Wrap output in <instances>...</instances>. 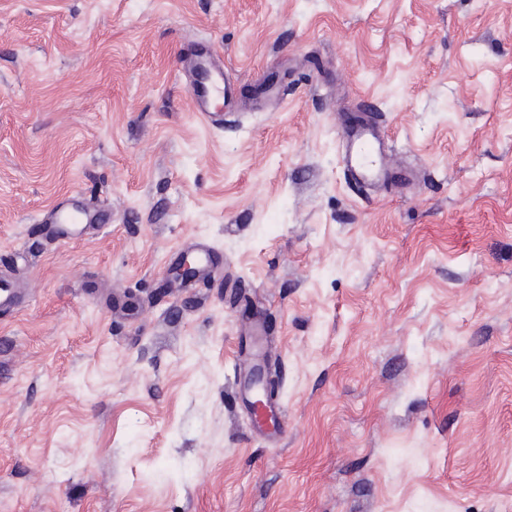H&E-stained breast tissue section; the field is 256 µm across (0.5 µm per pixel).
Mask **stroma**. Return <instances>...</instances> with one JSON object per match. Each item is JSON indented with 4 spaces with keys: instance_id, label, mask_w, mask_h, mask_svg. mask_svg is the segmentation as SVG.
I'll return each mask as SVG.
<instances>
[{
    "instance_id": "stroma-1",
    "label": "stroma",
    "mask_w": 512,
    "mask_h": 512,
    "mask_svg": "<svg viewBox=\"0 0 512 512\" xmlns=\"http://www.w3.org/2000/svg\"><path fill=\"white\" fill-rule=\"evenodd\" d=\"M372 118L407 174L360 193ZM1 250L0 512H512V0H0ZM211 49L200 48L195 55L192 72L195 71V77L190 84L189 98L195 112H198L200 118L208 125L215 126L224 123V117L221 111H215L211 108V100L215 97L232 95L231 85L224 81L221 72H216L211 64ZM205 65L211 72V77L207 76L204 80L196 82V69H203ZM112 206L103 203H76L61 206L54 213L39 220L46 238L56 242L79 238L109 224Z\"/></svg>"
}]
</instances>
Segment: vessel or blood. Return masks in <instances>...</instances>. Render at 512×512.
<instances>
[{
	"label": "vessel or blood",
	"mask_w": 512,
	"mask_h": 512,
	"mask_svg": "<svg viewBox=\"0 0 512 512\" xmlns=\"http://www.w3.org/2000/svg\"><path fill=\"white\" fill-rule=\"evenodd\" d=\"M232 88L222 74L215 72L189 89L190 103L208 125L223 124L221 112L211 107L218 96L231 95ZM346 169L356 184L365 186L388 181L395 172L388 143L379 123L363 122L346 129L344 134ZM112 208L103 203H76L63 206L43 219L46 238L54 241L78 238L110 222Z\"/></svg>",
	"instance_id": "1"
}]
</instances>
